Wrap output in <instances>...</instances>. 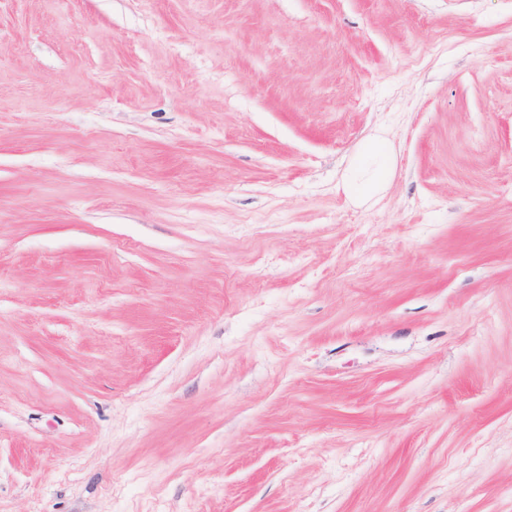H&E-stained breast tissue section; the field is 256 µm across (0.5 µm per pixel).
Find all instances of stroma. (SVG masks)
Segmentation results:
<instances>
[{
  "label": "stroma",
  "instance_id": "stroma-1",
  "mask_svg": "<svg viewBox=\"0 0 512 512\" xmlns=\"http://www.w3.org/2000/svg\"><path fill=\"white\" fill-rule=\"evenodd\" d=\"M0 512H512V0H0ZM391 172L384 141L372 139L367 143L360 156L359 166L353 179L349 182L348 188L357 197H368L387 181Z\"/></svg>",
  "mask_w": 512,
  "mask_h": 512
}]
</instances>
